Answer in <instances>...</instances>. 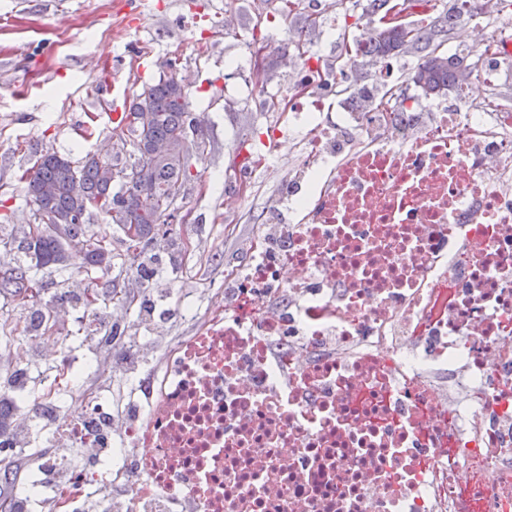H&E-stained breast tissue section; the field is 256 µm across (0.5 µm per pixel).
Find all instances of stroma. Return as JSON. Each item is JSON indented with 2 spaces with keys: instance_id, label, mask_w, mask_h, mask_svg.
<instances>
[{
  "instance_id": "35a3bbf8",
  "label": "stroma",
  "mask_w": 512,
  "mask_h": 512,
  "mask_svg": "<svg viewBox=\"0 0 512 512\" xmlns=\"http://www.w3.org/2000/svg\"><path fill=\"white\" fill-rule=\"evenodd\" d=\"M308 18L316 26L307 32L306 48L330 70L350 63L341 54L342 33L362 41L371 36L366 20L342 6L329 10L328 0H0V214L10 216L0 222V273L15 266L34 221L20 176L38 152L50 149L76 162L89 152L132 155L133 137L117 116L143 85L169 77L183 82L189 110L200 122L189 137L196 148L169 240L136 250L116 225L93 217L90 232L112 239L111 268L85 272L82 251L70 250L66 267L39 270V296L0 310V336L16 338L11 348L0 347V394L8 390L5 371L12 362H23L43 381L62 366L59 353L33 350L27 333H14L15 323L27 322L29 310L58 302L67 290L108 294L125 287L135 277L137 258L158 271L140 296L154 298L159 288L169 293L155 349L193 335L177 296L206 307L224 282L225 265L246 259L253 220L284 219L276 207L280 166L295 159L293 144L280 141L276 165L264 172L251 171L247 155L250 139L281 114L276 103L302 61L295 42ZM270 31L280 35L265 54L275 68L258 89L226 64L253 36ZM241 177L254 186L228 233L224 204Z\"/></svg>"
}]
</instances>
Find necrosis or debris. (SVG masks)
<instances>
[{
    "mask_svg": "<svg viewBox=\"0 0 512 512\" xmlns=\"http://www.w3.org/2000/svg\"><path fill=\"white\" fill-rule=\"evenodd\" d=\"M512 66L504 47L462 81L442 117L410 104L324 111L335 76L301 65L277 141L300 148L282 187L288 233L256 225L162 368L131 371L122 441L97 391L63 410L74 382L36 406L68 424L88 458L41 432V485L75 512L98 480L118 512H512V112L470 92Z\"/></svg>",
    "mask_w": 512,
    "mask_h": 512,
    "instance_id": "4bbe7bcc",
    "label": "necrosis or debris"
}]
</instances>
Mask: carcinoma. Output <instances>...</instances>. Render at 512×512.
I'll return each mask as SVG.
<instances>
[{
  "label": "carcinoma",
  "mask_w": 512,
  "mask_h": 512,
  "mask_svg": "<svg viewBox=\"0 0 512 512\" xmlns=\"http://www.w3.org/2000/svg\"><path fill=\"white\" fill-rule=\"evenodd\" d=\"M362 15L374 24L369 53L389 58L401 53H415L420 62L412 81L421 97L439 96L451 87L463 58L445 56L439 48L449 39L461 11H442L413 23L399 22L384 28L390 0H356ZM129 110L140 116L130 126L138 157L132 163L119 155L101 158L87 154L75 163L55 151L40 155L22 176L27 202L34 214L47 217L29 226L23 247L40 268L64 266L70 243L82 238L86 263L91 268L112 266L111 242L105 235L88 234L87 224L97 214L107 224H115L131 242H150L172 230L165 219L173 217L175 204L186 180L190 147L184 131L190 127V112L185 93L173 77L146 86L136 95ZM50 184L55 194L41 195ZM117 191H112V188ZM36 279L31 268L20 262L10 275L0 281V293L23 303L36 296Z\"/></svg>",
  "instance_id": "carcinoma-1"
}]
</instances>
